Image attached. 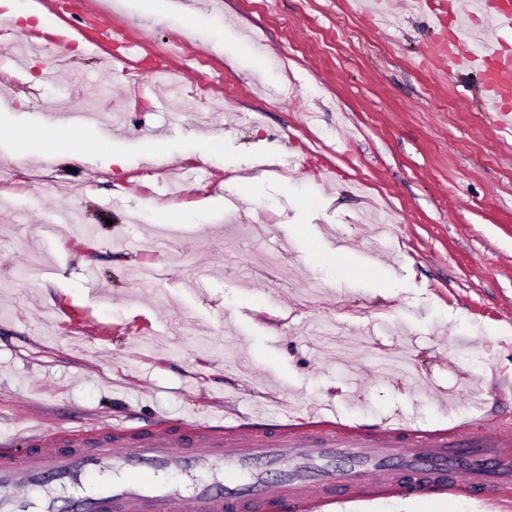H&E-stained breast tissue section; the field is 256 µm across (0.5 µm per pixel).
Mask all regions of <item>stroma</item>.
Returning <instances> with one entry per match:
<instances>
[{
  "instance_id": "obj_1",
  "label": "stroma",
  "mask_w": 512,
  "mask_h": 512,
  "mask_svg": "<svg viewBox=\"0 0 512 512\" xmlns=\"http://www.w3.org/2000/svg\"><path fill=\"white\" fill-rule=\"evenodd\" d=\"M35 2L37 64L0 56L1 438L247 417L271 395L370 431L512 420V134L480 70L448 67V0L382 19L353 0ZM126 53L129 71L105 68ZM160 62L181 117L149 82ZM84 108L107 121L77 143L61 117ZM80 146L125 166L67 170ZM389 352L409 370L384 373Z\"/></svg>"
}]
</instances>
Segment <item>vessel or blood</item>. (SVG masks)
<instances>
[{"instance_id": "obj_1", "label": "vessel or blood", "mask_w": 512, "mask_h": 512, "mask_svg": "<svg viewBox=\"0 0 512 512\" xmlns=\"http://www.w3.org/2000/svg\"><path fill=\"white\" fill-rule=\"evenodd\" d=\"M482 42L497 127L512 131V0L490 10ZM209 466L220 483L184 493L168 470ZM465 494L512 499V424L469 419L427 431L398 423L373 433L294 419L262 433L189 416L140 426L85 422L18 432L0 445V512H360L373 500Z\"/></svg>"}]
</instances>
